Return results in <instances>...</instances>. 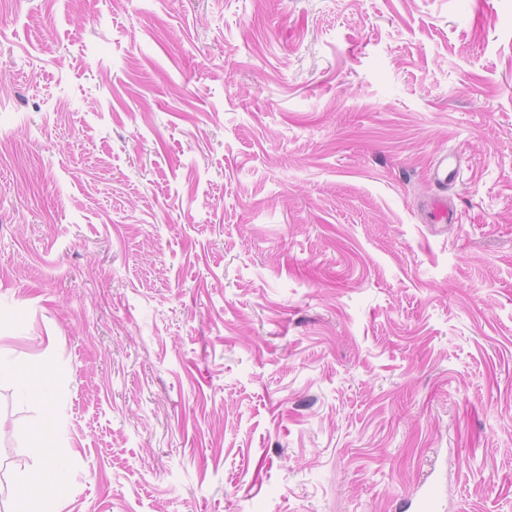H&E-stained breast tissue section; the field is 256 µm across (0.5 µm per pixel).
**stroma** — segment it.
Listing matches in <instances>:
<instances>
[{
    "mask_svg": "<svg viewBox=\"0 0 512 512\" xmlns=\"http://www.w3.org/2000/svg\"><path fill=\"white\" fill-rule=\"evenodd\" d=\"M0 433V512H512V0H0ZM460 160L455 153H445L441 155L433 167V175L436 181L444 183L449 175L458 176L460 174ZM430 224H459L460 212L448 204L446 197H433L425 206ZM64 477V468L61 463L49 460L42 469L38 480L27 488V498L41 497L47 487L60 482Z\"/></svg>",
    "mask_w": 512,
    "mask_h": 512,
    "instance_id": "35a3bbf8",
    "label": "stroma"
}]
</instances>
